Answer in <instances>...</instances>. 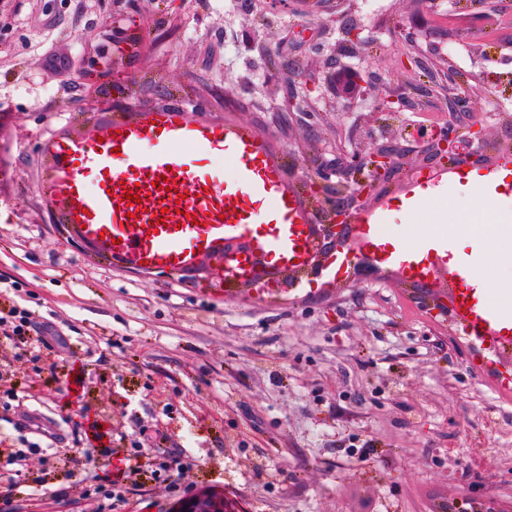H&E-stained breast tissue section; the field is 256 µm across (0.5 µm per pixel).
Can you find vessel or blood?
Segmentation results:
<instances>
[{
  "label": "vessel or blood",
  "instance_id": "b4317fda",
  "mask_svg": "<svg viewBox=\"0 0 512 512\" xmlns=\"http://www.w3.org/2000/svg\"><path fill=\"white\" fill-rule=\"evenodd\" d=\"M183 146L230 158L236 179L227 185L199 173L176 156ZM45 154L41 192L69 234L116 269L183 275L214 257L224 262L225 286L238 290L283 271L338 280L361 257L378 269L398 268L414 282L441 275L455 281L453 314L466 335L512 345V299H479L467 268L448 263L443 241L386 247L377 211L353 217L355 254L321 263L319 218L270 141L214 122L201 105L175 99L103 125L86 123L78 137L52 138ZM91 174L99 180L94 192L85 183ZM165 177L173 181L171 191L154 190ZM132 189L139 202H127Z\"/></svg>",
  "mask_w": 512,
  "mask_h": 512
}]
</instances>
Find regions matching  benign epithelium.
<instances>
[{"label":"benign epithelium","mask_w":512,"mask_h":512,"mask_svg":"<svg viewBox=\"0 0 512 512\" xmlns=\"http://www.w3.org/2000/svg\"><path fill=\"white\" fill-rule=\"evenodd\" d=\"M437 95L448 101V118L434 124L418 139L389 136L373 141L365 150L354 144L333 159L321 152L309 155L312 184L322 201L323 235L326 244L343 248L351 244L350 217L365 202L382 194L385 185L399 180L409 162L429 168L446 156L458 165L485 166L501 160L504 153L491 155L485 149L484 129L475 127L469 99L451 68L434 73ZM365 95L382 108L393 111L411 106L402 95L385 96L376 83L367 82ZM468 135H461L462 130ZM173 512H228L224 494L202 491L178 502Z\"/></svg>","instance_id":"7a95c632"}]
</instances>
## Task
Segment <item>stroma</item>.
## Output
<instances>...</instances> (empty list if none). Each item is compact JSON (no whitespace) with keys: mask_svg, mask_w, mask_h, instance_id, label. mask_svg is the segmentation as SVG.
Masks as SVG:
<instances>
[{"mask_svg":"<svg viewBox=\"0 0 512 512\" xmlns=\"http://www.w3.org/2000/svg\"><path fill=\"white\" fill-rule=\"evenodd\" d=\"M0 0V310L21 305L63 343L29 353L0 336V396L59 435L48 454L23 453L30 431L0 411V460L17 457V512H99V499L68 477L87 416L105 419L115 456L134 430L166 457L187 454L189 492H223L235 512H512V352L476 346L454 320L430 313L397 272L312 281L262 299L212 291L197 277L124 274L70 237L38 184L43 142L84 120L205 102L283 152L308 181L304 150H343L359 137L411 136V121L443 117L408 88V47L454 66L490 150L512 141V0H492L487 28L466 0H319L309 11L254 0ZM363 24L355 52L338 51L345 25ZM106 75L78 76L83 59ZM298 61V84L318 85L323 120L286 127L288 96L274 64ZM344 69L383 93H408L399 112L373 100L343 110L332 81ZM105 102H94L98 83ZM406 182L383 208L386 236L416 245V219L441 211L401 205ZM83 386L72 392V372ZM495 462H488V452ZM65 496H56L60 484ZM177 498L145 479L115 512H171Z\"/></svg>","mask_w":512,"mask_h":512,"instance_id":"stroma-1","label":"stroma"}]
</instances>
